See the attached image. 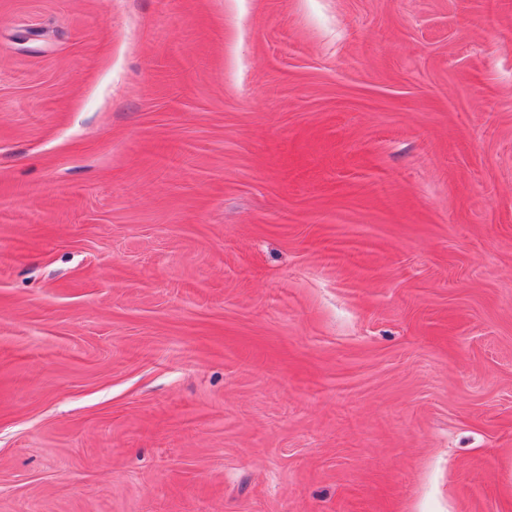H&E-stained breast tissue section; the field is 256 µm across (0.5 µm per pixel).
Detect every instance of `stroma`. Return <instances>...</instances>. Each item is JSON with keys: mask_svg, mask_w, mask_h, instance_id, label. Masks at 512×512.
<instances>
[{"mask_svg": "<svg viewBox=\"0 0 512 512\" xmlns=\"http://www.w3.org/2000/svg\"><path fill=\"white\" fill-rule=\"evenodd\" d=\"M0 512H512V0H0Z\"/></svg>", "mask_w": 512, "mask_h": 512, "instance_id": "obj_1", "label": "stroma"}]
</instances>
